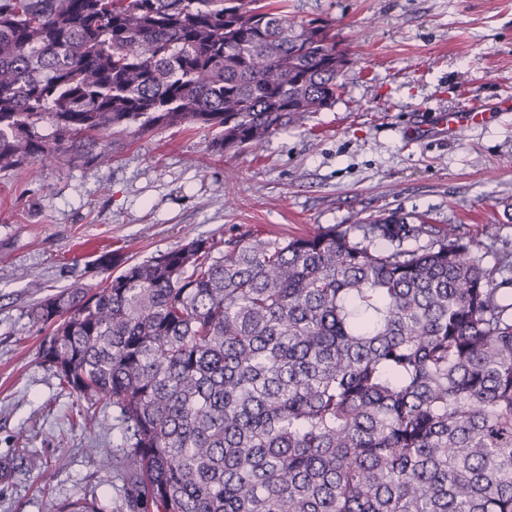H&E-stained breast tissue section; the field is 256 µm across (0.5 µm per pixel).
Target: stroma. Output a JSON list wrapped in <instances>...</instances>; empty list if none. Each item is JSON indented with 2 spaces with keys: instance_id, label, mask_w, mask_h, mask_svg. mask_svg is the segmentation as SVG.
<instances>
[{
  "instance_id": "1",
  "label": "stroma",
  "mask_w": 512,
  "mask_h": 512,
  "mask_svg": "<svg viewBox=\"0 0 512 512\" xmlns=\"http://www.w3.org/2000/svg\"><path fill=\"white\" fill-rule=\"evenodd\" d=\"M298 24L333 25L343 93L243 152L190 126L129 135L112 158L0 172V512L77 497L126 512L117 412L87 433L26 313L40 295L97 286L114 267L194 238L217 241L366 224L397 211L459 225L490 266L512 244V111L456 134L444 114L512 99V0H285ZM85 240L97 253L77 251ZM65 466H57L58 454Z\"/></svg>"
}]
</instances>
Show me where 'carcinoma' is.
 Wrapping results in <instances>:
<instances>
[{
  "label": "carcinoma",
  "mask_w": 512,
  "mask_h": 512,
  "mask_svg": "<svg viewBox=\"0 0 512 512\" xmlns=\"http://www.w3.org/2000/svg\"><path fill=\"white\" fill-rule=\"evenodd\" d=\"M348 63L270 0H0V170L184 124L242 151ZM415 220L196 238L27 311L83 424L119 411L127 512H512V251Z\"/></svg>",
  "instance_id": "cac0c4a2"
}]
</instances>
